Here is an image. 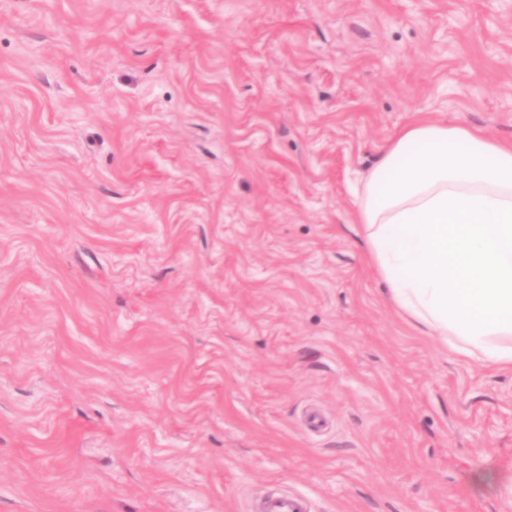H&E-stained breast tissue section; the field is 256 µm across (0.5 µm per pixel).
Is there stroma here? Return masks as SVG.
<instances>
[{
    "label": "stroma",
    "mask_w": 512,
    "mask_h": 512,
    "mask_svg": "<svg viewBox=\"0 0 512 512\" xmlns=\"http://www.w3.org/2000/svg\"><path fill=\"white\" fill-rule=\"evenodd\" d=\"M419 119L512 143V0H0V512H512L356 221Z\"/></svg>",
    "instance_id": "stroma-1"
}]
</instances>
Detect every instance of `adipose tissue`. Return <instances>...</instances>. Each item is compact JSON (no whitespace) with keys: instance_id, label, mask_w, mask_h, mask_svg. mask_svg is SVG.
<instances>
[{"instance_id":"adipose-tissue-1","label":"adipose tissue","mask_w":512,"mask_h":512,"mask_svg":"<svg viewBox=\"0 0 512 512\" xmlns=\"http://www.w3.org/2000/svg\"><path fill=\"white\" fill-rule=\"evenodd\" d=\"M354 196L367 256L406 320L461 355L512 367V145L418 121Z\"/></svg>"}]
</instances>
